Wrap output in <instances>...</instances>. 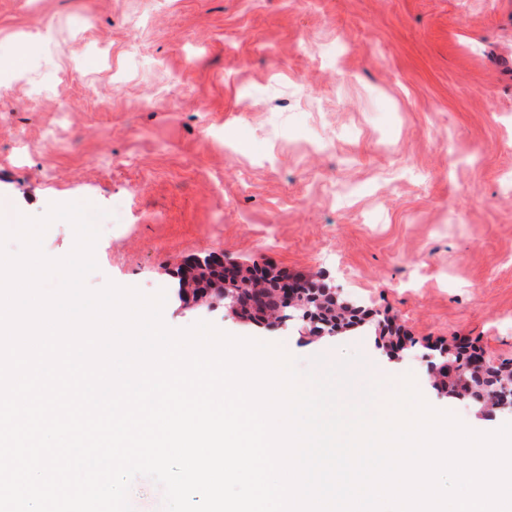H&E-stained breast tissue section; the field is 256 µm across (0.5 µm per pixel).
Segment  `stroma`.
Listing matches in <instances>:
<instances>
[{
	"mask_svg": "<svg viewBox=\"0 0 512 512\" xmlns=\"http://www.w3.org/2000/svg\"><path fill=\"white\" fill-rule=\"evenodd\" d=\"M74 201L117 227L90 289H162L172 328L303 370L356 355L355 388L408 371L468 427L512 421L438 396L423 347L512 360V0H0V208ZM213 250L326 277L415 344L392 361L366 324L317 338L183 308L177 261Z\"/></svg>",
	"mask_w": 512,
	"mask_h": 512,
	"instance_id": "35a3bbf8",
	"label": "stroma"
}]
</instances>
